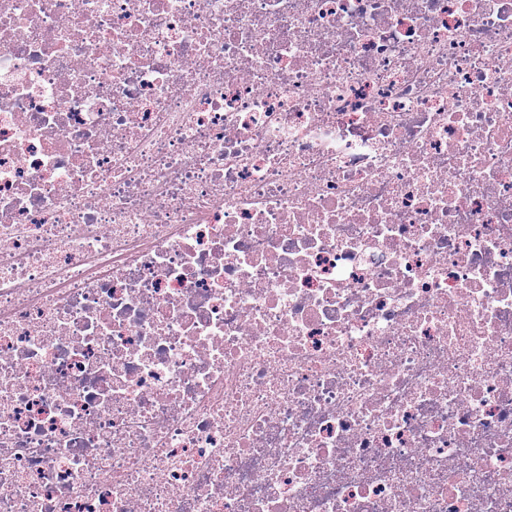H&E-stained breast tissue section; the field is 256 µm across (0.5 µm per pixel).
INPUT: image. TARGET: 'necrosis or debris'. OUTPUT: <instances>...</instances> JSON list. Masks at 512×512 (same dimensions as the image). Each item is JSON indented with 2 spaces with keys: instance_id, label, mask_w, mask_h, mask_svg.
Segmentation results:
<instances>
[{
  "instance_id": "necrosis-or-debris-1",
  "label": "necrosis or debris",
  "mask_w": 512,
  "mask_h": 512,
  "mask_svg": "<svg viewBox=\"0 0 512 512\" xmlns=\"http://www.w3.org/2000/svg\"><path fill=\"white\" fill-rule=\"evenodd\" d=\"M0 512H512V0H0Z\"/></svg>"
}]
</instances>
